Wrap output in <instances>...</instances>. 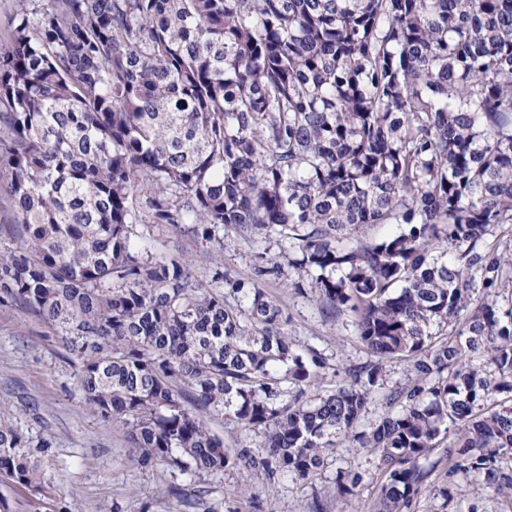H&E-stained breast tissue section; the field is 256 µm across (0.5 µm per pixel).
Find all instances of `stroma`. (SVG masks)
Masks as SVG:
<instances>
[{"instance_id":"obj_1","label":"stroma","mask_w":512,"mask_h":512,"mask_svg":"<svg viewBox=\"0 0 512 512\" xmlns=\"http://www.w3.org/2000/svg\"><path fill=\"white\" fill-rule=\"evenodd\" d=\"M150 243L159 258L183 255L199 280L209 278L206 248L182 237L175 227L154 228ZM287 242L247 240L224 235V268L250 274L259 253L288 251ZM264 283L266 293L285 311L284 332L305 356L322 364L316 388L327 392L349 383L351 368L369 356L351 317L323 316L313 294H298L287 279ZM76 368L54 330L22 308L0 302V418L25 437L44 474L45 489L0 483V496L13 512H310L320 499L324 512H374L383 473L367 449L343 442L333 448L310 480L292 475L256 478L242 491V475L229 466L209 476L183 473L155 462L135 461L125 428L105 421L86 404L75 379ZM407 363L385 367L381 388L375 389L358 428L367 430L387 413L385 390L406 383ZM358 478L344 492L346 475ZM410 512H512V499L484 489L479 482L452 474L437 464Z\"/></svg>"}]
</instances>
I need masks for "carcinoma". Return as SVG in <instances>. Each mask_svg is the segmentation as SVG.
<instances>
[{
	"label": "carcinoma",
	"mask_w": 512,
	"mask_h": 512,
	"mask_svg": "<svg viewBox=\"0 0 512 512\" xmlns=\"http://www.w3.org/2000/svg\"><path fill=\"white\" fill-rule=\"evenodd\" d=\"M20 2L0 42V301L56 331L136 461L307 479L352 440L384 472L376 512H409L437 451L512 498V238L488 242L512 225V0ZM145 224L214 254L224 229L292 244L289 286L351 317L374 361L311 392L320 363L260 287L279 257L247 277L215 260L204 285ZM393 359L413 377L360 431ZM208 416L264 452L225 448ZM26 448L0 419V477L35 487Z\"/></svg>",
	"instance_id": "1"
}]
</instances>
